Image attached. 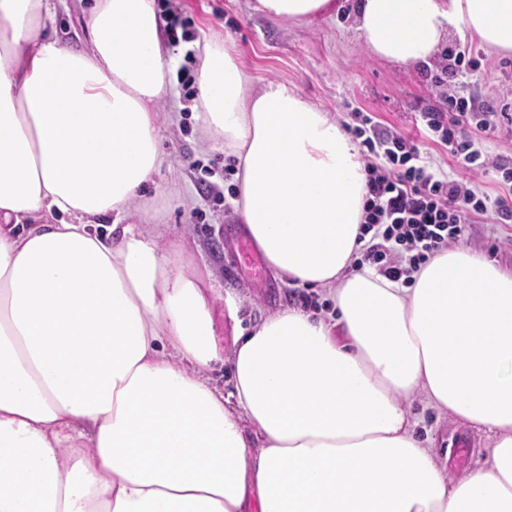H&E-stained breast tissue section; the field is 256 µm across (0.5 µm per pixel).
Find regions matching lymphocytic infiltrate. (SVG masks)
<instances>
[{
    "mask_svg": "<svg viewBox=\"0 0 512 512\" xmlns=\"http://www.w3.org/2000/svg\"><path fill=\"white\" fill-rule=\"evenodd\" d=\"M353 129L360 138L367 174L360 248L363 263L386 278H409L421 264L448 248L466 225L487 214L497 223L512 222V202L480 191L475 177L495 171L497 180L512 192V168L482 152L471 128L489 130L493 115L477 111L472 100L452 99L444 112L423 115L426 136L448 150L460 179L434 172L418 140L389 131L365 112Z\"/></svg>",
    "mask_w": 512,
    "mask_h": 512,
    "instance_id": "obj_1",
    "label": "lymphocytic infiltrate"
}]
</instances>
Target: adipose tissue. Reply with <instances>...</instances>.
Instances as JSON below:
<instances>
[{"label": "adipose tissue", "mask_w": 512, "mask_h": 512, "mask_svg": "<svg viewBox=\"0 0 512 512\" xmlns=\"http://www.w3.org/2000/svg\"><path fill=\"white\" fill-rule=\"evenodd\" d=\"M254 8L301 21L336 0ZM353 12L370 51L406 68L458 23L512 51V0ZM51 18L49 0H0V512H512V273L466 247L406 287L352 270L356 144L208 42L196 118L236 160L235 212L280 277L327 289L335 311L279 310L224 353L205 283L125 221L173 90L154 0H97L87 51L49 37ZM419 394L491 433L486 466L449 479L414 433Z\"/></svg>", "instance_id": "1"}]
</instances>
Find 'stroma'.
<instances>
[{
	"label": "stroma",
	"mask_w": 512,
	"mask_h": 512,
	"mask_svg": "<svg viewBox=\"0 0 512 512\" xmlns=\"http://www.w3.org/2000/svg\"><path fill=\"white\" fill-rule=\"evenodd\" d=\"M94 5L95 0H51L54 37L76 49L88 48L86 19ZM183 5L190 37L174 49L176 68L196 74V44L225 42L254 83L287 84L345 125L352 113H370L381 126L413 139L423 127V112L447 110L448 97L464 96L495 111L494 129L480 138L487 153L512 163V121L503 115L512 105V53L491 51L469 31L449 29L431 65L406 69L369 52L347 6L330 16L279 22L253 10V0H183ZM461 43L470 45L478 62L464 75L443 66L444 54ZM436 83L442 89L438 95L431 91ZM175 89L176 97L157 107L162 165L132 204L130 223L147 235L163 225V244H179L182 262L212 285L217 338L225 350H232L235 331H249L285 306L330 318L333 303L325 290L289 284L271 268L239 262L234 242L244 226L233 208L235 161L223 147L210 143L197 123L196 84L179 83ZM459 243L512 269V223L487 219L467 225ZM410 412L417 435L432 440L451 477L486 465L492 449L488 433L438 413L421 396ZM460 439L468 443L470 454L456 462L452 445Z\"/></svg>",
	"instance_id": "stroma-1"
}]
</instances>
